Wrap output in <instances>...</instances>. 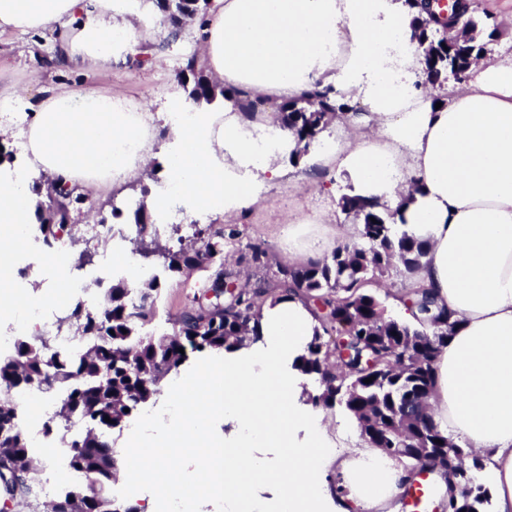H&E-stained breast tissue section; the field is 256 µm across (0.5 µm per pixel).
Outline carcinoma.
I'll list each match as a JSON object with an SVG mask.
<instances>
[{
    "label": "carcinoma",
    "mask_w": 512,
    "mask_h": 512,
    "mask_svg": "<svg viewBox=\"0 0 512 512\" xmlns=\"http://www.w3.org/2000/svg\"><path fill=\"white\" fill-rule=\"evenodd\" d=\"M210 0L173 3L174 10H185L190 20L205 22ZM464 23L460 26L466 52L454 47H428L429 67L437 74L451 71L466 74L472 60L484 51L480 36L490 25L475 16L471 3L461 5ZM185 70L193 75L188 97L197 105H209L217 95L233 101L244 112H255L259 102L244 100L242 92L210 83L197 71L191 55ZM319 108L313 111L297 101H287L283 119L307 153L328 117L337 111L356 112L349 102L336 97L331 87L315 93ZM64 207L54 210L55 223L44 224L46 235H54L71 219L72 211L84 204L77 188ZM340 208L363 216L359 240L336 246L329 254L305 264L279 270L276 289L284 297H298L313 304L319 327L300 358L304 374L326 380L325 386L309 401L316 407L344 405L356 420L361 437L383 453L403 461L414 474L425 464L400 445L399 436L423 439L430 448H453L457 468L440 469L446 481L471 478V471L484 468L483 459L472 456L465 466L464 449L448 433L426 416L434 387L433 362L445 345L449 332L459 323L452 313L439 309L428 291L413 288L405 294L415 309L417 325L404 324L385 316L382 302L372 293L357 288L364 277L382 276L399 265L413 274L425 255L426 246L390 223L392 214L380 211L374 203L343 196ZM239 235L222 225H194L188 237L177 243L151 236L142 242L140 257L148 261V276L140 287L130 288L119 280L108 288L104 301L89 307L78 301L65 320L75 326L79 342L64 345L42 337L20 338L13 348L0 352V489L13 499L40 497L37 475L44 459L32 446L27 427L21 422L22 405L15 394L38 388L60 403L42 422L47 438H56L62 448V462L68 473L56 498L44 512H137L128 501L113 494L120 467V451L112 446L111 431L122 429L157 392L158 384L176 373L189 354L229 349L243 342L246 333L258 338L261 298L267 287L240 288L226 292L236 273L225 266L224 238ZM188 270L207 273L205 292L212 297L203 304L189 305L173 320L178 330L156 333L159 302L165 282ZM440 325L442 335L434 338L422 327ZM350 341L353 357L346 367L331 357L337 340ZM183 352H178V349ZM372 382H366V379ZM430 494L447 512H487L489 490L482 484L467 499L465 492L449 489L440 494L430 485Z\"/></svg>",
    "instance_id": "1"
}]
</instances>
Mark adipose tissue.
<instances>
[{"label":"adipose tissue","instance_id":"ef3b65f1","mask_svg":"<svg viewBox=\"0 0 512 512\" xmlns=\"http://www.w3.org/2000/svg\"><path fill=\"white\" fill-rule=\"evenodd\" d=\"M149 0H0V34L70 30L62 54L92 68L155 41ZM405 0H214L195 46L214 84L260 102L193 108L178 92L162 111L54 88L33 107L19 160L0 164V250L38 221L35 178L90 195L126 188L153 161L169 177L152 207L225 220L261 206L297 147L270 104L333 87L368 113H337L317 170L395 211L423 240L414 274L459 326L434 361L429 413L480 454L478 480L512 512V60L474 62L450 92L419 84ZM324 216L294 217L289 261L343 241L309 234ZM318 326L298 298H268L259 338L205 353L162 380L164 397L126 443L120 481L143 487L145 512H398L408 470L372 446L342 454L322 410L304 401L296 366Z\"/></svg>","mask_w":512,"mask_h":512}]
</instances>
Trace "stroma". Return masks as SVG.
I'll return each instance as SVG.
<instances>
[{
    "label": "stroma",
    "mask_w": 512,
    "mask_h": 512,
    "mask_svg": "<svg viewBox=\"0 0 512 512\" xmlns=\"http://www.w3.org/2000/svg\"><path fill=\"white\" fill-rule=\"evenodd\" d=\"M472 3L477 15L489 16L491 24L498 27L494 37L485 42L488 61L512 60V30L499 25L501 16L512 14V0H472ZM198 30V25H186L176 35L159 38L141 57H128L95 73L61 56L62 30L59 24H49L45 30L36 33L7 32L0 35V88H13L19 92L21 113L25 116L30 115L32 105L46 89L57 87L125 96L157 112L163 107L164 93L172 87L181 86L180 72L192 54ZM165 182L163 165L154 164L133 188L110 194L112 209L100 214L76 212L71 220L77 224H95L103 218L118 227H134V212L139 204L145 196H156ZM349 192L348 181L336 172L314 173L303 158L288 161L283 176L267 185L264 206L251 209L234 220L233 226L238 235L224 241V254L232 261L239 260L249 243L262 244L267 251L262 267L241 263V281L269 285L276 282L279 269L288 265L286 220L293 214L328 213L334 223L359 227L360 219L344 213L339 206L341 197ZM44 244L40 228H33L30 244L14 255L17 274L4 286L5 291L11 293L12 302L0 310V317L18 328L24 325L25 297L33 292H52L58 303V317L68 314L69 290L56 271L53 255L43 254L40 267L34 268L29 264L31 253ZM204 282L205 275L201 272L168 282L160 306L161 329H168L169 318L177 316L192 303L195 295L202 293Z\"/></svg>",
    "instance_id": "35a3bbf8"
}]
</instances>
